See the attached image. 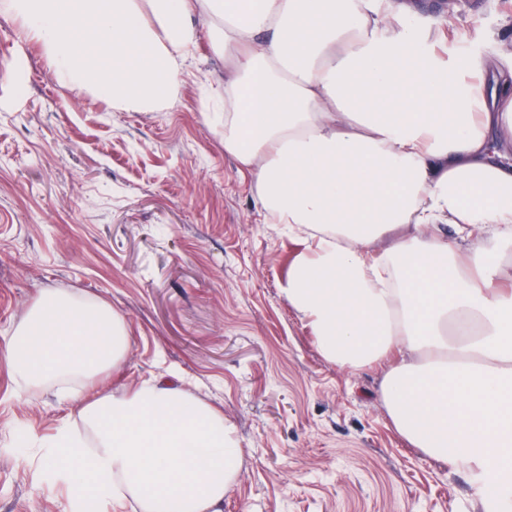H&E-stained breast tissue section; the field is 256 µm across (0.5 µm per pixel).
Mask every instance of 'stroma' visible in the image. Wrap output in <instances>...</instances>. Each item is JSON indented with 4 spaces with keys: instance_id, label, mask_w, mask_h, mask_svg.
Listing matches in <instances>:
<instances>
[{
    "instance_id": "obj_1",
    "label": "stroma",
    "mask_w": 512,
    "mask_h": 512,
    "mask_svg": "<svg viewBox=\"0 0 512 512\" xmlns=\"http://www.w3.org/2000/svg\"><path fill=\"white\" fill-rule=\"evenodd\" d=\"M453 61L502 56L505 0H459ZM0 16V345L43 290L102 299L129 354L97 389L177 376L244 450L224 512H484L467 473L426 458L380 401L387 364L326 361L282 288L300 245L264 221L224 152V57L208 37L163 111L125 112L61 83ZM71 406L18 390L0 357V512H73L40 464ZM27 445L16 448L18 428Z\"/></svg>"
}]
</instances>
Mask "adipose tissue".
<instances>
[{"label":"adipose tissue","instance_id":"ef3b65f1","mask_svg":"<svg viewBox=\"0 0 512 512\" xmlns=\"http://www.w3.org/2000/svg\"><path fill=\"white\" fill-rule=\"evenodd\" d=\"M409 0H0L58 77L113 107L178 96L199 22L224 55V151L302 249L283 293L323 357L389 362L380 399L424 456L512 502V83L469 82ZM131 338L111 304L53 289L0 346L18 388L85 386ZM44 463L71 495L222 512L244 460L222 412L153 378L77 408Z\"/></svg>","mask_w":512,"mask_h":512}]
</instances>
